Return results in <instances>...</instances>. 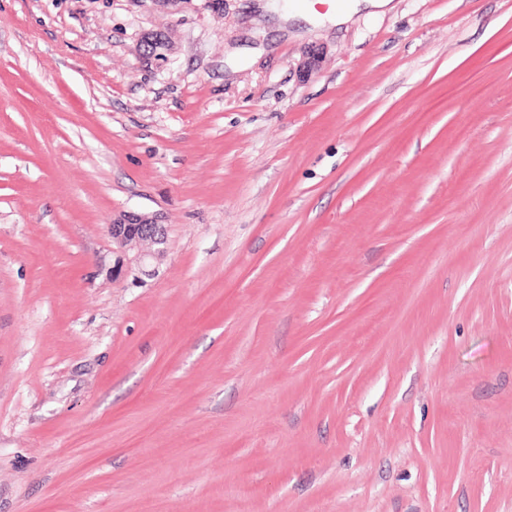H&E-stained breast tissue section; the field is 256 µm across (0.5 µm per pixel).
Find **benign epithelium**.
Instances as JSON below:
<instances>
[{"label": "benign epithelium", "instance_id": "benign-epithelium-1", "mask_svg": "<svg viewBox=\"0 0 512 512\" xmlns=\"http://www.w3.org/2000/svg\"><path fill=\"white\" fill-rule=\"evenodd\" d=\"M106 229L115 255L114 274L133 265L145 274L150 260L163 256L166 251L167 228L157 213L123 212L113 217Z\"/></svg>", "mask_w": 512, "mask_h": 512}]
</instances>
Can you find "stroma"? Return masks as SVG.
Wrapping results in <instances>:
<instances>
[{
    "mask_svg": "<svg viewBox=\"0 0 512 512\" xmlns=\"http://www.w3.org/2000/svg\"><path fill=\"white\" fill-rule=\"evenodd\" d=\"M253 3L0 0V512H512V0ZM353 1L349 3H336L330 5V11H333L328 16V21L333 25H343L347 23L353 14L357 12L361 5L372 8H383L391 3L392 0H348ZM161 221L159 214L132 211L112 218L106 229L112 239V254L115 255L113 274L134 265L149 275L151 271L146 267L150 260L160 258L166 251L167 228Z\"/></svg>",
    "mask_w": 512,
    "mask_h": 512,
    "instance_id": "obj_1",
    "label": "stroma"
}]
</instances>
